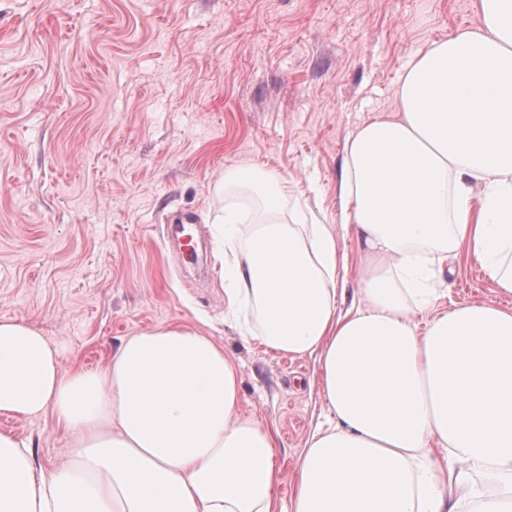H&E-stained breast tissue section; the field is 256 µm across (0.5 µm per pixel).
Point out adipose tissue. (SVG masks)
Returning <instances> with one entry per match:
<instances>
[{"label":"adipose tissue","instance_id":"adipose-tissue-1","mask_svg":"<svg viewBox=\"0 0 512 512\" xmlns=\"http://www.w3.org/2000/svg\"><path fill=\"white\" fill-rule=\"evenodd\" d=\"M426 44L405 67L397 115L350 136L342 222L291 224L287 181L257 188L251 224L225 211L224 305L269 352L317 356L328 420L309 435L287 505L274 429L241 409V373L183 326L124 337L94 371L64 370L35 327L0 321V413L53 415L67 464L37 466L0 431V512H512V309L428 308L460 257L512 295V0ZM368 263L353 292L338 236ZM347 308H340V301Z\"/></svg>","mask_w":512,"mask_h":512}]
</instances>
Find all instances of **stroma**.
Returning <instances> with one entry per match:
<instances>
[{
    "instance_id": "stroma-1",
    "label": "stroma",
    "mask_w": 512,
    "mask_h": 512,
    "mask_svg": "<svg viewBox=\"0 0 512 512\" xmlns=\"http://www.w3.org/2000/svg\"><path fill=\"white\" fill-rule=\"evenodd\" d=\"M478 20L477 0H0V320L35 326L68 369L141 330L211 334L240 365L245 412L278 430L287 501L327 408L316 358L224 318L215 219L255 212L224 171L264 166L335 223L350 135L394 117L427 42ZM185 213L206 243L196 264L175 243ZM470 301L512 307L465 260L417 321ZM1 430L41 465L65 460L51 416L0 415Z\"/></svg>"
}]
</instances>
